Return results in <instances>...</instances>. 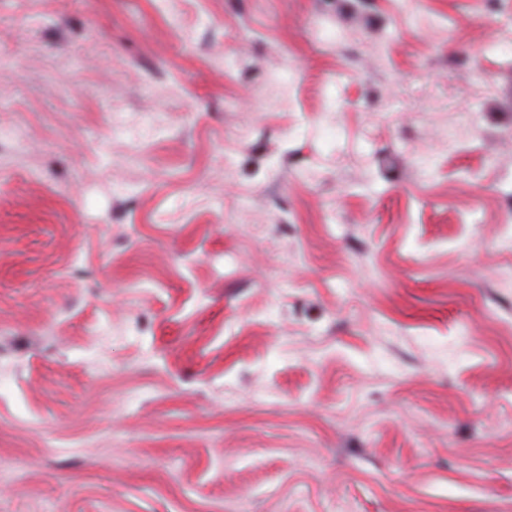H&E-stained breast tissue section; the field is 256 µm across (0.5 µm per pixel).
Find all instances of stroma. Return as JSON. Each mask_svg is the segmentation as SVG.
Returning a JSON list of instances; mask_svg holds the SVG:
<instances>
[{"mask_svg": "<svg viewBox=\"0 0 512 512\" xmlns=\"http://www.w3.org/2000/svg\"><path fill=\"white\" fill-rule=\"evenodd\" d=\"M512 6L0 0V512H512Z\"/></svg>", "mask_w": 512, "mask_h": 512, "instance_id": "stroma-1", "label": "stroma"}]
</instances>
